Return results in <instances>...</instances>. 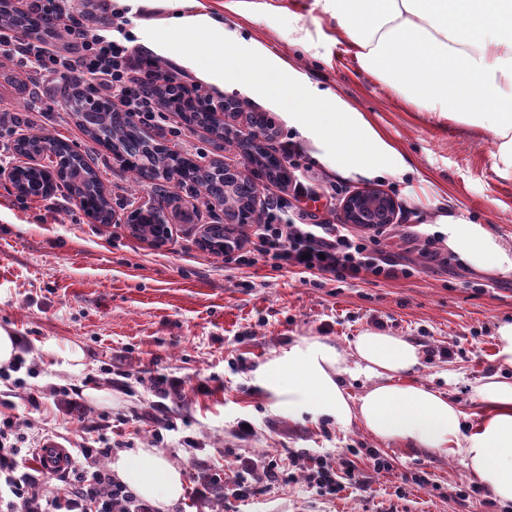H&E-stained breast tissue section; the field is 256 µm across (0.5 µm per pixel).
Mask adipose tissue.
I'll return each instance as SVG.
<instances>
[{
	"label": "adipose tissue",
	"mask_w": 512,
	"mask_h": 512,
	"mask_svg": "<svg viewBox=\"0 0 512 512\" xmlns=\"http://www.w3.org/2000/svg\"><path fill=\"white\" fill-rule=\"evenodd\" d=\"M174 8L168 31L222 57L223 24L199 0H175ZM323 9L363 72L434 117L493 139L489 163L498 176L512 179V0H323ZM269 57L261 45L237 57L232 81L243 90L264 84L295 114L307 115L299 130L312 139L319 162L345 177L398 179L411 172L362 112L332 90L310 92L294 80L291 62L272 66ZM437 223L459 262L486 275L512 274V241L489 225L464 222L452 212ZM421 358L415 341L378 330L362 331L345 349L304 338L261 385L289 416L311 412L341 427L360 423L386 442L460 453L496 499L512 504V381L493 375L474 387L483 415L466 432L459 404L421 385H398V378L416 373ZM348 379L367 381L358 399L346 395ZM110 468L157 512H167L183 495L181 469L157 449L118 453Z\"/></svg>",
	"instance_id": "ef3b65f1"
}]
</instances>
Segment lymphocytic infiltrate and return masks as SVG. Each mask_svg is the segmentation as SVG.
<instances>
[{
  "label": "lymphocytic infiltrate",
  "instance_id": "lymphocytic-infiltrate-1",
  "mask_svg": "<svg viewBox=\"0 0 512 512\" xmlns=\"http://www.w3.org/2000/svg\"><path fill=\"white\" fill-rule=\"evenodd\" d=\"M47 3L53 5L56 20L66 23L68 42L59 44L50 35L22 38L0 30V57L41 75H69L85 92L107 96L114 109L130 113L145 126L181 136V128L170 123L163 109L158 89L165 84L183 93L187 86L151 51L132 46L126 8L112 0H84L77 12L72 0H25L30 10ZM280 151L294 177L283 183L282 196L268 203L252 239L232 241L230 255L237 267L250 268L264 260L315 281L344 282L366 274L378 282L414 275L413 267L384 257L380 249L384 225L357 233L342 222L313 220L311 213L298 207V200H318L322 191L299 178L300 152L293 143L281 145ZM13 433V421L0 420V503H5L6 512H149L147 505L98 468L74 480L68 473L59 474V492L44 499L40 489L46 474L29 465L13 442ZM296 455L308 462V482L327 493L366 486L354 460H344L337 470L317 451L303 448Z\"/></svg>",
  "mask_w": 512,
  "mask_h": 512
}]
</instances>
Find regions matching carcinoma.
I'll list each match as a JSON object with an SVG mask.
<instances>
[{
    "label": "carcinoma",
    "instance_id": "1",
    "mask_svg": "<svg viewBox=\"0 0 512 512\" xmlns=\"http://www.w3.org/2000/svg\"><path fill=\"white\" fill-rule=\"evenodd\" d=\"M19 24L28 33H38L52 25L46 11L31 13ZM165 107L170 111H189L193 106L176 93H162ZM67 107L83 126L87 135L97 144L112 151L122 163L124 171L132 174L136 183L149 187L157 201L175 199L173 189L188 183L207 180L216 184L224 182V176L216 167L203 168L180 152L159 147L143 140L141 127L128 118L112 112V103L99 99L89 101L82 93H72ZM15 150L30 151L47 156L56 155L66 161V174L60 178L61 196L77 199L83 211L96 221L112 218V203L104 184L88 162L89 156L73 150L62 140L41 131H31L17 141ZM48 179L43 171L21 166L16 168L12 184L22 196H52L56 188L46 189ZM229 196L224 191L215 193L210 203H229L237 210V217L249 219V200L260 195L261 189L252 175L239 173L230 183ZM127 224L133 234L150 241L169 239L164 211L160 208H139L132 211Z\"/></svg>",
    "mask_w": 512,
    "mask_h": 512
}]
</instances>
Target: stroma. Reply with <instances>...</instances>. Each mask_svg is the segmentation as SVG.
<instances>
[{
  "mask_svg": "<svg viewBox=\"0 0 512 512\" xmlns=\"http://www.w3.org/2000/svg\"><path fill=\"white\" fill-rule=\"evenodd\" d=\"M200 2L225 30H245L274 57L294 61L297 80L309 88L333 90L369 114L411 158L413 172L399 180L342 177L313 158L311 141L288 122L287 104L260 87L243 93L202 82L214 100L240 102L236 128H245L246 113H266L274 126L267 148L296 143L316 181L340 185L344 195L380 190L395 197L397 222L382 248L415 273L378 284L314 285L262 261L236 269L199 244L201 228L223 222L224 209L208 205L198 188L179 193L195 208L196 222L174 225L164 245L152 246L125 222L150 196L72 118L65 98L70 77L40 79L33 99L1 84L0 112L41 111L40 131L92 153L117 219L95 224L77 201L61 199L50 209L43 198L20 196L0 180V328L17 337L26 360L24 370L0 378V419H13L28 447L52 439L76 450L80 468L84 448L104 468L119 450L163 451L185 483L169 512H512L460 454L385 443L357 423L341 428L308 413L288 417L257 383L300 339L345 348L369 328L409 337L426 350L448 348V356L422 358L412 381L476 412L473 385L500 371L493 336L499 324L512 322V275L488 276L452 258L428 261L425 239L432 214L448 207L512 239V180L491 170V143L406 104L362 72L346 45L335 41L321 0H250L249 21L225 10V0ZM163 140L207 164L220 159L251 167L240 150H216L199 127L185 129L181 140ZM73 346L81 348V362L65 359ZM159 373L182 380L179 395L157 399L150 378ZM503 374L512 380V369ZM158 411L170 429L158 428ZM243 421L252 426L244 439L238 435ZM301 448L323 452L336 468L350 449L373 450L391 467L366 468L367 491L330 495L307 482L303 464L288 459V451ZM275 455L281 476L261 496L228 500L223 485L209 482L215 472L230 478L244 462L260 466ZM405 472L427 473L428 481L403 485Z\"/></svg>",
  "mask_w": 512,
  "mask_h": 512,
  "instance_id": "obj_1",
  "label": "stroma"
}]
</instances>
